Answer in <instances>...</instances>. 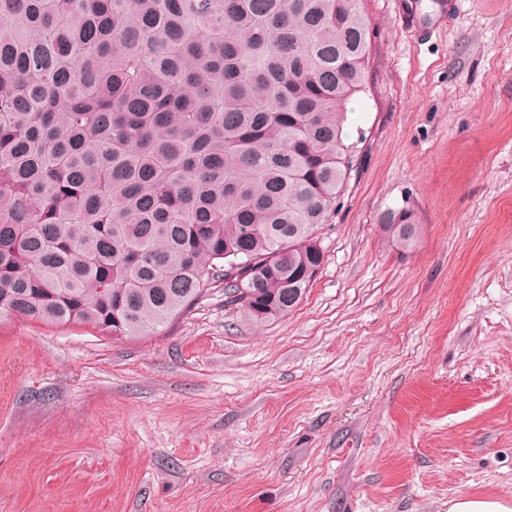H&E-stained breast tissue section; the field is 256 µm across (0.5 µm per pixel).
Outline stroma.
Returning <instances> with one entry per match:
<instances>
[{
	"mask_svg": "<svg viewBox=\"0 0 512 512\" xmlns=\"http://www.w3.org/2000/svg\"><path fill=\"white\" fill-rule=\"evenodd\" d=\"M363 8L352 170L303 300L257 323L217 286L133 339L0 321V512L512 505V0ZM404 217H402L398 221L389 220L382 224V230L388 239H390L395 244L399 243L404 248H411L414 246L420 236L421 227L418 224H414L413 227L409 230V233H405L404 228L408 224V222H404ZM498 500L463 497L454 501L449 512H510Z\"/></svg>",
	"mask_w": 512,
	"mask_h": 512,
	"instance_id": "obj_1",
	"label": "stroma"
}]
</instances>
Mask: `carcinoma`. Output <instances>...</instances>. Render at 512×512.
I'll return each mask as SVG.
<instances>
[{
	"label": "carcinoma",
	"instance_id": "carcinoma-1",
	"mask_svg": "<svg viewBox=\"0 0 512 512\" xmlns=\"http://www.w3.org/2000/svg\"><path fill=\"white\" fill-rule=\"evenodd\" d=\"M361 2L0 0V318L151 336L218 281L250 320L295 308L350 171Z\"/></svg>",
	"mask_w": 512,
	"mask_h": 512
}]
</instances>
